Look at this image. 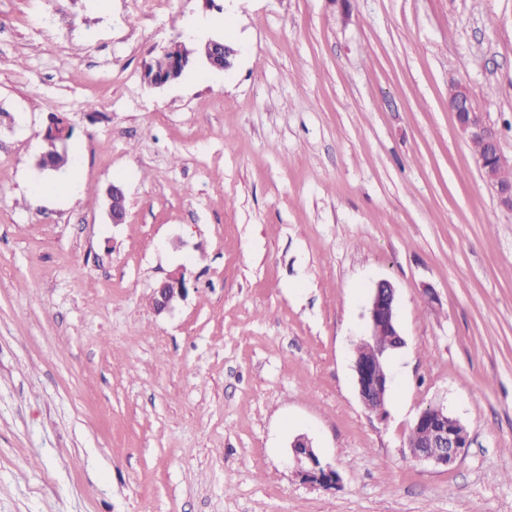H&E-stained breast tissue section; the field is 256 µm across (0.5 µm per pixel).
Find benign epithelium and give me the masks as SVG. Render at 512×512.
Masks as SVG:
<instances>
[{
  "label": "benign epithelium",
  "mask_w": 512,
  "mask_h": 512,
  "mask_svg": "<svg viewBox=\"0 0 512 512\" xmlns=\"http://www.w3.org/2000/svg\"><path fill=\"white\" fill-rule=\"evenodd\" d=\"M235 54L236 51L221 39L209 40L204 49L207 63L224 71L232 67ZM161 57L166 61L164 68L144 75V80L154 87L179 80L196 63L194 57L175 55L170 46L162 49ZM448 106L455 113L458 131L470 142L483 146L484 153L478 158L483 179L495 192L500 206L512 210V182H502L497 178L498 170L512 168V157L506 156L501 150L498 132L467 87L455 86ZM106 195L112 223H124L126 206L123 190L113 184L107 189ZM185 294L182 274L169 276L153 290L155 313L159 315L172 310ZM387 334L393 336L396 347L405 345L397 321L395 288L389 281L381 280L369 296L367 334L361 339L364 353H356L353 361L358 397L367 410L379 415L385 413L391 353L379 345L378 337ZM458 426L460 422L441 406L423 410L414 423V427L421 430L420 441L408 444L410 456L435 466L452 465L469 446L468 437L453 431ZM291 451L296 474L303 482L321 487H333L338 483V474L320 458L308 436L295 437Z\"/></svg>",
  "instance_id": "7a95c632"
}]
</instances>
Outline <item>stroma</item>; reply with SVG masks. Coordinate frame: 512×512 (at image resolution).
Segmentation results:
<instances>
[{"mask_svg":"<svg viewBox=\"0 0 512 512\" xmlns=\"http://www.w3.org/2000/svg\"><path fill=\"white\" fill-rule=\"evenodd\" d=\"M190 35L233 67L148 86ZM454 83L512 156V0H0V512H512V210ZM57 118L75 199L37 165ZM382 279L380 416L352 366ZM433 405L469 433L448 467L407 448ZM236 51L221 39L209 40L204 49L207 63L218 70H227L232 67ZM448 106L455 113L458 131L471 143L478 142L483 146L484 153L478 158L483 179L495 192L500 206L512 210V182H502L497 178L498 170L512 168V157L501 150L498 132L466 86H455ZM480 144L474 145L476 154L483 152ZM106 195L108 210L112 218V223H124V219L126 216V206L125 195L123 190L119 186L112 184L107 189ZM186 294L182 274L170 275L153 290V309L156 314L169 312ZM290 448L296 474L304 483L321 487L336 486L338 474L320 458L308 436L295 437Z\"/></svg>","mask_w":512,"mask_h":512,"instance_id":"stroma-1","label":"stroma"}]
</instances>
